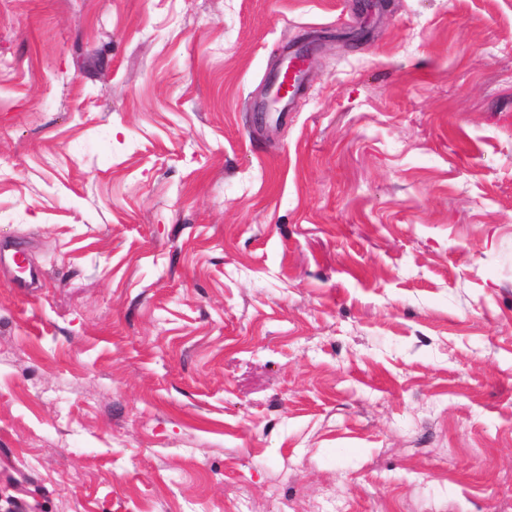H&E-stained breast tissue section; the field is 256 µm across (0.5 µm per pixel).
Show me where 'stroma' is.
<instances>
[{"instance_id": "obj_1", "label": "stroma", "mask_w": 512, "mask_h": 512, "mask_svg": "<svg viewBox=\"0 0 512 512\" xmlns=\"http://www.w3.org/2000/svg\"><path fill=\"white\" fill-rule=\"evenodd\" d=\"M0 243V512H512V0H0ZM0 271L9 273L17 288H31L39 280V272L27 266L24 252L17 249L8 255L0 249Z\"/></svg>"}]
</instances>
